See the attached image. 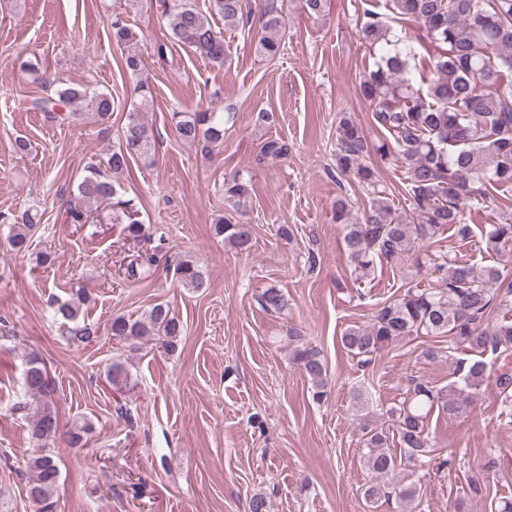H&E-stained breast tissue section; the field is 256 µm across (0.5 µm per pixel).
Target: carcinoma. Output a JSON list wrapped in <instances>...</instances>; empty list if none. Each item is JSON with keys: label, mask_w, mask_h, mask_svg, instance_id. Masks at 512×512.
<instances>
[{"label": "carcinoma", "mask_w": 512, "mask_h": 512, "mask_svg": "<svg viewBox=\"0 0 512 512\" xmlns=\"http://www.w3.org/2000/svg\"><path fill=\"white\" fill-rule=\"evenodd\" d=\"M208 13L196 8L192 0H158L159 21L167 28L170 41L191 49L217 66L224 65L223 33L211 19L219 17L227 25L249 26L256 22L261 35L260 53L274 59L282 51V11L272 0L256 17L247 8V0H208ZM361 34L373 52V67L360 80L361 97L368 103L372 120L385 139L372 145L360 127L343 115L336 127V175H355L372 186L375 170L363 163L371 152L385 161L391 159L405 169L406 193L411 214L396 212L390 203L377 198L362 218L350 220L347 199L336 200L334 218L344 225V242L362 280L374 272L377 259L404 263L420 260L428 254L434 286L409 287L399 298L376 308L370 322L351 326L341 337L343 346L367 365L372 356L396 342L412 336H446L448 343L464 357L456 360L458 380L448 388H436L428 382H415L403 401L392 410L398 442L406 456L421 460L431 453L425 423L434 409L452 416L462 409L464 395L478 390L492 379L499 390L501 407L512 413V322L488 325L493 307H502L512 297V280L497 266L480 268L461 263L441 253H429L449 224L463 225V205L485 199L503 188L512 191V0H387V9L395 19H412L421 24L434 42L446 49L430 60L432 78L427 87L408 76L412 50L399 47L391 35V26L380 13L363 0ZM112 41L126 48L136 42L137 34L127 20H110ZM35 76L45 94L30 100L28 109L42 112L54 121H71L83 116L67 112L64 105L82 102L91 115L104 119L112 115V94L86 85L57 86L39 66L23 63ZM140 102L133 106L122 128L118 147L106 160H92L74 197L67 200V221L90 223L88 203H99L112 212V223L125 225L126 239L144 237V224L138 218L133 200L116 188L115 176L128 168L131 160L147 158L155 143L153 128L139 113L152 101L149 87L140 84ZM171 121L179 137L201 146L209 154L224 141V113L173 112ZM291 147L287 140L274 137L260 150L262 158H284ZM250 195L249 183L238 175L224 179V199L236 208ZM38 211L28 208L20 214L0 213V223L10 226L8 244L12 251L26 253L39 227ZM214 235L239 250L248 248L252 228L233 216H222L214 224ZM489 248L504 251L512 245V224H492L485 232ZM157 265L154 253L133 251L123 258L124 276L137 280L141 273ZM174 275L185 288L199 290L206 285L205 274L192 259H181ZM267 312H281L287 299L281 289L271 287L259 297ZM54 315L68 328V335L81 343L94 340L93 330L81 319L80 306L62 303ZM183 325L169 307L153 306L146 318L120 315L112 318V339L132 350L141 341L152 340L168 352L176 350L183 336ZM492 356V362L484 360ZM294 359L309 378L313 400L327 397V370L320 352L313 347L297 348ZM23 381L33 404L21 403L16 410L27 413L28 439L32 445L26 460L25 492L39 505V512H54V497L61 473L57 462V441L62 432L53 400L49 372L39 357L25 359ZM363 463L376 477L395 472L396 456L389 450V436L375 427H364ZM421 480L401 481L393 493L402 501L422 497Z\"/></svg>", "instance_id": "1"}]
</instances>
